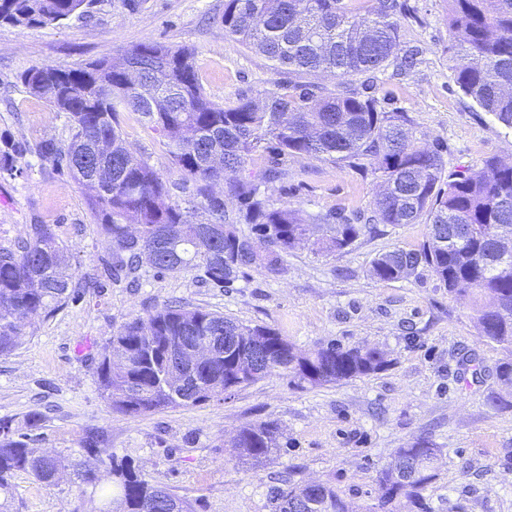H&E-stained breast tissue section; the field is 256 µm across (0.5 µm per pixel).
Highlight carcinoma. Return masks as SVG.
<instances>
[{
    "label": "carcinoma",
    "mask_w": 512,
    "mask_h": 512,
    "mask_svg": "<svg viewBox=\"0 0 512 512\" xmlns=\"http://www.w3.org/2000/svg\"><path fill=\"white\" fill-rule=\"evenodd\" d=\"M88 0H0V22L40 27L68 19ZM399 0H224L221 23L236 43L265 57L284 74L262 102L241 97L223 106L209 100L195 63L185 47L143 42L112 59L78 67L35 65L20 79L30 93L69 115L72 138L64 146L44 140L32 147L0 136V173L13 175L29 153L48 161L84 190L98 230L110 245L108 274H134L151 246L162 245L151 261L160 273L196 269L203 280L222 288L246 268L283 271L288 252L308 227L328 235L319 250L351 245L376 224H429L416 249L395 248L372 262L380 281L408 278L425 265L448 294L471 313L481 335L505 355L496 379L512 382V310L502 315L494 301L512 300V257L503 259L497 230L512 227V162L492 156L483 166L446 171L441 152L413 136L405 112L385 110L372 93L350 84L354 76L384 71L401 46L407 18ZM448 23L456 39L454 80L464 95L512 127V0H448ZM330 74L335 88L302 81L305 74ZM139 113L168 148L172 163L197 184L200 204L170 200L162 175L126 146L119 122L123 111ZM257 153L269 163L249 177L237 172ZM302 156L344 166H364L381 180L368 214L351 218L341 212L302 215L274 206L269 186L281 180L280 161ZM238 203L236 221L224 209V197ZM249 226L240 233L234 223ZM455 237L452 247L440 239ZM266 246L256 256L252 241ZM77 294L67 255L43 224L31 225L29 237L14 249L0 248V354L11 352L29 320L66 304ZM268 332L284 345L273 369L301 383H337L377 372L385 358L376 350L344 349L335 344L302 353L264 326L234 322L202 308L167 304L147 317H136L110 338V352L95 365L99 390L115 413L136 417L172 406L223 399L234 390L232 362L219 353L186 375L184 387L168 391L166 347L180 336H260ZM232 445L240 457L256 462L279 448L274 422L238 429ZM422 440L417 448H399L380 471V507L400 497L419 502L432 480L439 448ZM410 461L411 478L398 468ZM112 489L103 504L121 512H141V501H157L155 512H169L175 496L143 479L128 463L109 457ZM64 461L37 455L25 435L0 421V512H9L11 478L18 472L51 486ZM290 484L274 491L278 505L304 494ZM327 508L346 512L336 488L321 485Z\"/></svg>",
    "instance_id": "1"
}]
</instances>
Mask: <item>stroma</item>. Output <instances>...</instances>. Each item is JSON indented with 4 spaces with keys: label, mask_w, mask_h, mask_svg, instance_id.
Wrapping results in <instances>:
<instances>
[{
    "label": "stroma",
    "mask_w": 512,
    "mask_h": 512,
    "mask_svg": "<svg viewBox=\"0 0 512 512\" xmlns=\"http://www.w3.org/2000/svg\"><path fill=\"white\" fill-rule=\"evenodd\" d=\"M411 16L402 53L415 67L390 65L370 84L388 109L407 113L417 138L444 148L447 170L481 168L487 157L512 161V128L466 97L454 82L448 51V0H406ZM224 0H94L85 14L40 27L0 25V134L36 144H68L71 121L29 92L21 73L34 65L78 66L153 41L194 50L201 82L220 105L259 98L279 75L263 56L233 43L218 18ZM124 138L163 176L172 200L194 186L172 163L161 138L139 114L120 115ZM272 200L309 213L368 209L379 182L365 170L289 158ZM45 225L63 245L75 278L102 277L108 243L93 224L80 186L36 155L22 172L0 174V247H16L30 225ZM426 223L378 225L341 252L305 245L285 270L248 268L224 288L196 272H139L137 287L107 281L95 293L33 319L19 345L0 355V421L28 434L40 452L68 467L57 485L26 473L12 479L10 512H96L108 465L92 487L77 476L89 461L83 441L98 434L102 455L132 461L149 483L190 502L194 512H271L280 480L334 485L349 512H380L378 475L397 449L428 440L441 449L423 492L428 512H512V402L491 406L500 347L481 336L468 310L425 266L382 282L371 264L394 248L413 249ZM199 307L246 325H264L307 351L329 342L377 347L386 365L335 384H295L276 370L223 400L129 418L101 396L93 355L125 323L164 304ZM39 412L37 426L27 417ZM272 421L280 447L259 464L239 459L230 440L244 424Z\"/></svg>",
    "instance_id": "35a3bbf8"
}]
</instances>
